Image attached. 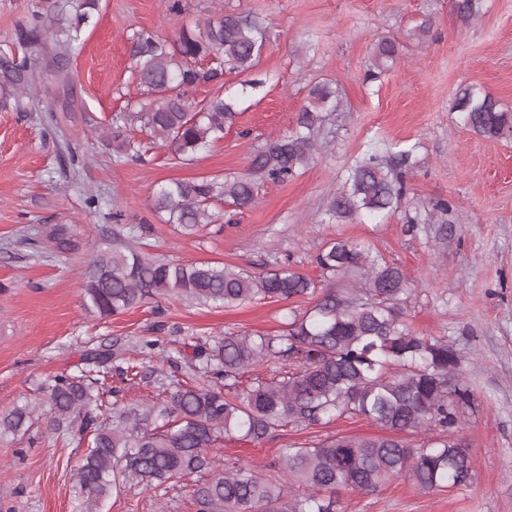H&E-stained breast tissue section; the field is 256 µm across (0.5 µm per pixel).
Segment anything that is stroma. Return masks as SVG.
I'll list each match as a JSON object with an SVG mask.
<instances>
[{
	"mask_svg": "<svg viewBox=\"0 0 512 512\" xmlns=\"http://www.w3.org/2000/svg\"><path fill=\"white\" fill-rule=\"evenodd\" d=\"M99 0L85 43L66 60L69 87L43 73L27 111L0 110V412L43 398L54 376L76 374L93 349H112L100 399L113 416L164 404L183 385L208 379L196 350L225 336L283 330L289 313L316 302L254 300L225 307L176 295L123 314L99 317L82 306L86 264L97 249L128 246L182 263L210 262L266 273L290 268L314 282L316 255L334 239L369 243L406 275L407 320L416 333L444 337L464 357L473 405L459 437L473 478L452 490H419L398 479L376 492L344 491L338 512H512V137L485 138L451 109L458 89L484 88L512 109V0H479L466 20L458 0ZM40 0H0V55L24 61L43 46H20L16 32ZM251 12L267 24L266 49L250 72L224 77L238 116L194 160L175 159L139 114L126 135L146 146L141 158L117 154L102 139L138 90L130 39L145 30L173 38L214 7ZM427 34H415L422 20ZM403 43L389 73L366 71L378 41ZM337 83L343 107L326 112L323 147L297 176L257 184V203L239 209L210 201L214 223L187 235L156 211L160 186L245 173L255 149L294 131L310 88ZM379 140L416 148L407 194L397 211L373 219L332 215L331 200L355 158ZM450 201L448 223L409 224L406 212ZM53 224L78 225L84 247L55 255L34 248ZM155 340L156 350H142ZM357 416L316 425L289 423L255 441L230 434L210 453L223 464L273 474L283 449L338 435L375 436ZM85 444L37 422L24 438L0 436V512H198L202 471L155 489L126 483L88 500L76 473Z\"/></svg>",
	"mask_w": 512,
	"mask_h": 512,
	"instance_id": "35a3bbf8",
	"label": "stroma"
}]
</instances>
